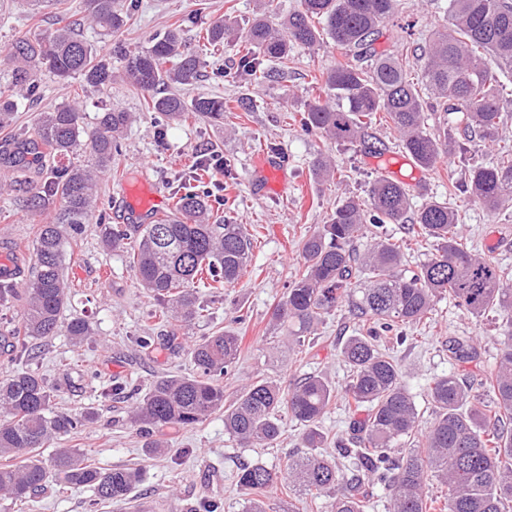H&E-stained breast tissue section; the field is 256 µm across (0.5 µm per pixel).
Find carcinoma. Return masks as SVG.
Segmentation results:
<instances>
[{"label": "carcinoma", "instance_id": "cac0c4a2", "mask_svg": "<svg viewBox=\"0 0 512 512\" xmlns=\"http://www.w3.org/2000/svg\"><path fill=\"white\" fill-rule=\"evenodd\" d=\"M86 5L90 20L110 36L132 19L125 0H86ZM399 7L400 0H300L299 9L275 23L274 0H267V13L256 16L244 33L218 18L204 28L202 39L209 45L241 42L239 74L256 82L288 74L293 45L331 40L343 60L312 80L317 96L301 113L304 132L379 154L387 144L371 142L370 129L380 116L397 133L393 148L426 170L447 153L495 145V159L470 167L462 185L448 183V195L460 190L493 212L512 206V145L500 133L502 113L512 109V100L501 95L502 76L512 71V0H448V27L427 47L411 41L405 30H394L390 40L397 52L389 53L377 42L383 23ZM118 56L123 67L116 71L101 49L63 25L33 44L19 42L3 62L27 97L36 92L43 72L99 90L120 81L142 95L146 111L162 118L224 122L229 108L224 97L199 93L187 100L168 92L172 85L199 80L204 64L185 49L181 25L155 32L146 47L122 45ZM420 59L423 65L414 68L411 61ZM266 61L279 68H266ZM430 105L453 116L452 126L428 132ZM18 109L14 92L0 89V129ZM131 121L130 113L109 109L89 129L75 102L45 110L37 119L35 137L46 149L48 173L22 203L36 214L52 213V219L38 228L24 290L0 281V308L22 301L17 325L0 336V348L17 366L0 375V459L6 460L0 464V497L15 503L29 501L53 475L89 488L99 503L126 499L141 480L139 469L99 468L78 448H57L44 459L40 449L81 432L97 413L58 410L61 384L33 366L35 341L62 331L80 345L94 335L85 318L63 321L69 302L66 253L96 209L98 179L112 172V158L122 152L120 139ZM14 140L17 147L8 160L23 169L28 142L17 134ZM210 180L205 164L179 177L173 209L153 224H107L99 213L103 246L129 255L139 285L162 300V317L190 321L204 311L199 289L237 282L251 261L253 240L242 225L213 216ZM406 222L437 244L436 253L409 273L403 271L401 244L368 237L370 225ZM458 223L459 211L446 202L412 210L407 186L380 175L367 201L340 200L326 224L303 240V270L275 306L272 321L287 328L288 348L297 354L326 316L344 304L351 316L369 324L366 333L347 337L340 347L351 371L343 397L353 412L364 413L347 438L319 429L336 387L318 374L287 389L258 379L224 404V374L241 352L240 337L229 330L191 341L188 354L196 374L160 375L141 397L125 386L103 395L136 399L131 421L157 431L193 426L221 412L224 431L245 448L276 444L286 417L302 425L307 451L288 463L286 474L263 465L240 469L239 485L253 494L246 512H268L265 493L279 483L300 496H332L331 512H365L370 485L389 491L390 512H432L435 501L426 488L433 481L445 489L439 512H512V288L503 286L507 274L494 256L475 254L461 243ZM363 240L360 251L356 245ZM359 273L366 279L363 288L353 282ZM443 295L475 318L506 314L511 331L482 379L491 403L473 395L465 377L438 376L429 386L435 418L420 435L414 397L380 341L389 334L408 340L405 329L428 319ZM449 352L459 362L477 355L468 340L457 341ZM331 443L337 456L357 460L356 474L347 476L336 460L315 453Z\"/></svg>", "mask_w": 512, "mask_h": 512}]
</instances>
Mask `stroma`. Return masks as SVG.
Listing matches in <instances>:
<instances>
[{
  "label": "stroma",
  "mask_w": 512,
  "mask_h": 512,
  "mask_svg": "<svg viewBox=\"0 0 512 512\" xmlns=\"http://www.w3.org/2000/svg\"><path fill=\"white\" fill-rule=\"evenodd\" d=\"M402 4L394 21L412 23V38L420 45H428L434 33L448 23L446 0H402ZM265 8L266 0H132L131 26L120 39L146 45L154 32L197 12L210 20L223 16L243 25ZM62 14L83 39L101 44L98 28L84 11V0H59L37 14L25 0H0V53L54 27ZM217 58L218 66H205L200 81L181 88L180 93L188 98L208 92L255 101L254 111L225 113L220 126L202 119L160 125L144 110L142 96L133 88L116 84L101 92L91 89L83 93L77 81L44 74L36 97L23 100L11 127L0 130V140L18 130L32 132L39 112L75 96L80 99L83 121L90 127L107 109L130 112L134 119L115 159L129 175L123 181L107 176L99 181L109 223L134 221L123 211L124 182H147L167 197L174 176L191 157L215 153L231 166L230 173L214 175L226 187L224 212L254 241L245 274L222 293L201 291L204 311L188 323H164L155 318L159 308L156 297L138 285L125 253L104 251L96 222L86 224L80 244L67 257L70 299L66 314L89 319L94 338L76 345L67 336L53 337L42 346L38 366L48 377L65 378L57 401L60 409L92 407L99 415L81 433L62 438L57 445L86 450L90 460L103 468L126 465L142 472L141 482L127 500L101 504L98 512H186L190 507L202 512L210 504L220 505L221 512H244L250 494L237 482L240 469L261 464L280 471L290 457L302 452L300 428L291 419H284L282 436L274 447L243 448L225 433L223 415L215 414L191 427L160 432L165 451L156 455L146 448L145 436L130 424L128 401L103 397L102 390L126 381L144 388L164 373L193 372L187 354L190 341L219 329L243 338L240 358L224 377L225 402H233L243 385L258 378L287 385L312 373L343 387L348 368L339 347L347 337L363 333L362 322L354 320L347 308H338L319 326L307 351L295 356L289 354L286 344L278 342L272 313L302 267V240L325 224L340 198L366 199L376 176L383 174L406 184L417 206L431 199L453 201L459 209L464 244L476 253H493L512 285V208L492 212L464 196L448 195L449 180L463 181L469 167L489 161L490 149L451 155L441 159L435 169L425 171L402 153L368 154L359 145H340L303 132L293 117L313 97L310 76L340 58L329 41L314 47L294 46L287 76L263 84L234 79L237 46L221 47ZM263 149L279 158L285 175L281 185H270L255 169L253 158ZM322 155L331 157L340 169V184L315 178L313 162ZM40 179V165L20 173L0 162V182L9 186L0 194V254L13 244L23 253H31L41 218L27 211L21 199ZM500 325L499 318H474L444 297L438 300L430 320L407 328L409 342L400 345L391 338L382 340V347L403 371V381L415 398L423 423L432 419L428 388L434 377L453 371L467 373L473 391L481 392V379L493 369L503 339ZM141 336L155 337V345L148 350L140 348L137 339ZM468 337L478 348L476 362L449 358V346ZM90 497L88 488L53 477L29 503L0 500V512H86Z\"/></svg>",
  "instance_id": "35a3bbf8"
}]
</instances>
